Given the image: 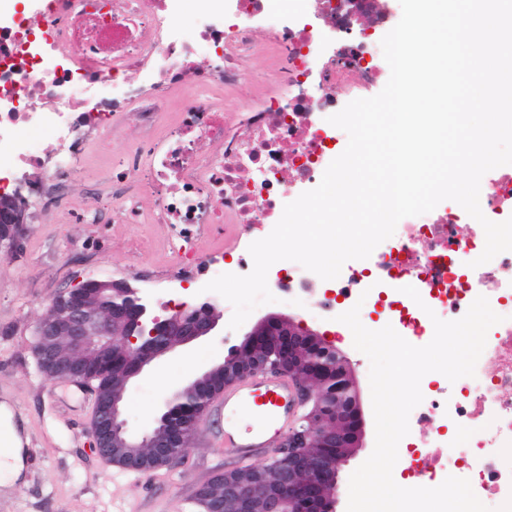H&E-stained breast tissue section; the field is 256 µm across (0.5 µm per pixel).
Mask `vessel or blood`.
Instances as JSON below:
<instances>
[{
    "label": "vessel or blood",
    "mask_w": 512,
    "mask_h": 512,
    "mask_svg": "<svg viewBox=\"0 0 512 512\" xmlns=\"http://www.w3.org/2000/svg\"><path fill=\"white\" fill-rule=\"evenodd\" d=\"M224 409V451L243 455L270 447L295 421L300 410L296 391L288 379L273 373L253 375L222 398ZM253 408L264 418L266 425L248 430L236 423L238 411Z\"/></svg>",
    "instance_id": "vessel-or-blood-1"
}]
</instances>
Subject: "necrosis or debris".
<instances>
[{"mask_svg":"<svg viewBox=\"0 0 512 512\" xmlns=\"http://www.w3.org/2000/svg\"><path fill=\"white\" fill-rule=\"evenodd\" d=\"M196 2L187 36L181 0H82L74 11L56 0H0V191L23 200L37 223L66 209L73 167L88 144L119 134L116 114L135 111L140 137L106 182L116 209L74 220L90 232L136 222L137 199L151 193L154 221L178 259L132 266L150 285L252 270L250 244L331 163L342 131L329 116L388 78L379 39L401 18L398 0H306L301 10L282 9L281 0ZM260 29L272 34L267 52L283 90L244 113L245 139L210 92L239 86ZM203 56L205 68L197 64ZM131 67L135 78H115ZM177 84L195 93L164 129L160 111ZM36 131L50 133L51 148L30 146L27 135ZM483 184V214L494 222L511 217L512 166L487 172ZM462 224L467 233H459ZM229 241L238 255L233 267L224 263ZM484 247L482 226L461 206L403 218L396 239L343 267L312 310L337 316L362 300L386 309L387 324L423 346L433 318L459 319L478 296L488 298L503 320L488 333L474 376L452 382L426 374L407 439L427 461L429 479H468L479 499L500 506L512 498V458L503 454L512 447V251L481 265ZM407 286L420 301L404 294ZM467 424L475 430L459 440Z\"/></svg>","mask_w":512,"mask_h":512,"instance_id":"4bbe7bcc","label":"necrosis or debris"}]
</instances>
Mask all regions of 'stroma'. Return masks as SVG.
<instances>
[{
    "mask_svg": "<svg viewBox=\"0 0 512 512\" xmlns=\"http://www.w3.org/2000/svg\"><path fill=\"white\" fill-rule=\"evenodd\" d=\"M268 65L265 55L256 56L241 87L220 92L228 119L237 120L240 112L262 104L271 89L270 82L261 79ZM136 138L134 118L129 115L120 136L90 145L71 175L74 206L104 207L105 175ZM153 207V198L143 195L138 223L119 233L103 224L90 237L63 212L43 224H24L16 252L0 262V405L8 408L0 413V425L11 423L16 436L26 440L17 454L16 474L8 479L0 476V512H192L197 489L216 474L237 467V460L225 456L218 443L224 412L217 408L211 409L170 466L135 472L107 464L89 446L90 392L68 380H45L37 370L34 330L46 306L58 292L80 282L79 270L89 262L97 263L101 279L111 278L112 266L134 263L133 247L150 233ZM192 288L189 306L208 300L223 310L219 294H203L198 282ZM275 311L295 316L341 352L358 381L364 413L372 415L370 363L345 329L334 318L312 316L304 306L277 302L257 307L242 330ZM230 319L223 310V335L198 342L189 354L159 361L130 383L122 409L131 435L151 431L168 394L238 344L242 330L229 329Z\"/></svg>",
    "mask_w": 512,
    "mask_h": 512,
    "instance_id": "1",
    "label": "stroma"
}]
</instances>
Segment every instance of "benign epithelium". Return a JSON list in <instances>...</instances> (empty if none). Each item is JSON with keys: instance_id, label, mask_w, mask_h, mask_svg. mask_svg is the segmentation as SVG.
I'll list each match as a JSON object with an SVG mask.
<instances>
[{"instance_id": "benign-epithelium-1", "label": "benign epithelium", "mask_w": 512, "mask_h": 512, "mask_svg": "<svg viewBox=\"0 0 512 512\" xmlns=\"http://www.w3.org/2000/svg\"><path fill=\"white\" fill-rule=\"evenodd\" d=\"M23 223V208L13 199H0V233L11 240L0 246V259L9 256ZM215 306L205 301L170 315L153 313L138 291L125 282L89 279L60 292L39 319L35 352L49 380L65 379L89 387L95 395L91 448L107 462L143 471L170 465L184 448V428L195 430L212 401L224 388L246 377L275 371L297 389L301 425L288 432L269 476L260 470L247 481L226 469L215 480L224 495L197 491L200 512H337L336 490L343 465L363 447L365 422L356 377L334 346L294 317L272 312L243 335L223 361L171 391L153 430L131 435L122 419V396L107 395L91 382L88 358L135 359L133 369L119 374L121 386L153 360L217 331ZM219 384L191 403L186 398L216 372ZM321 452L311 453L309 449Z\"/></svg>"}]
</instances>
